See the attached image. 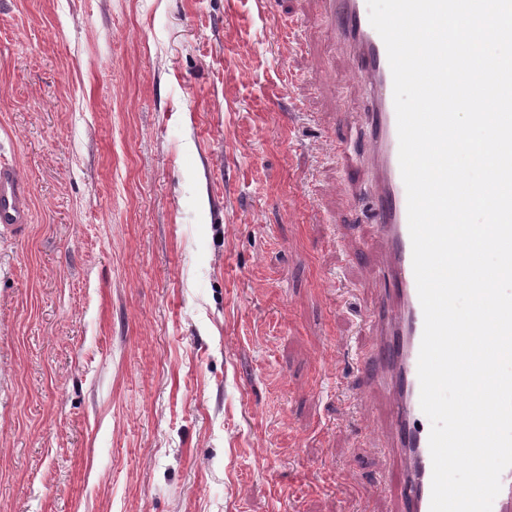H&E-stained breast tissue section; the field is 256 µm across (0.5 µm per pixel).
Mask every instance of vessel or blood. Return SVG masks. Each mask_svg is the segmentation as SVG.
<instances>
[{
  "label": "vessel or blood",
  "mask_w": 512,
  "mask_h": 512,
  "mask_svg": "<svg viewBox=\"0 0 512 512\" xmlns=\"http://www.w3.org/2000/svg\"><path fill=\"white\" fill-rule=\"evenodd\" d=\"M324 21L335 39L353 51L352 66L369 92L364 114L367 160L378 186L370 197L378 236L385 246L382 277L388 287L364 313L372 346L360 364L380 375L389 393V453L402 467L384 474L393 483L392 512H430L431 424L420 407L418 357L424 316L412 263L407 192L399 164L393 77L385 44L369 21L367 0H322ZM31 220L28 189L15 164L0 161V231L21 234Z\"/></svg>",
  "instance_id": "vessel-or-blood-1"
}]
</instances>
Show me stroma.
I'll use <instances>...</instances> for the list:
<instances>
[{
    "label": "stroma",
    "instance_id": "1",
    "mask_svg": "<svg viewBox=\"0 0 512 512\" xmlns=\"http://www.w3.org/2000/svg\"><path fill=\"white\" fill-rule=\"evenodd\" d=\"M318 0H0V512H390L365 94ZM31 220L28 189L16 165L0 161V231L20 235Z\"/></svg>",
    "mask_w": 512,
    "mask_h": 512
}]
</instances>
